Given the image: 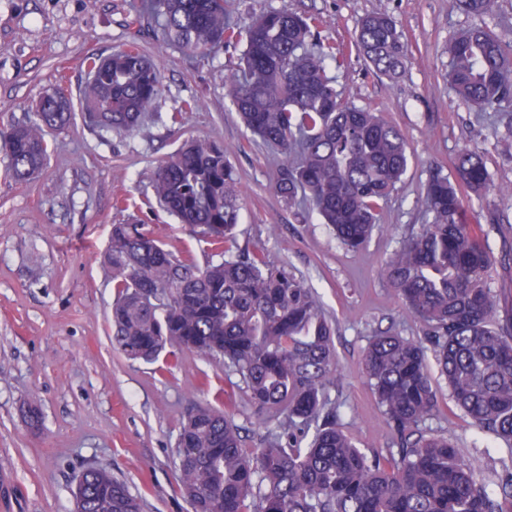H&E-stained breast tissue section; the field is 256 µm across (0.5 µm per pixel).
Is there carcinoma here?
I'll return each instance as SVG.
<instances>
[{"instance_id": "cac0c4a2", "label": "carcinoma", "mask_w": 512, "mask_h": 512, "mask_svg": "<svg viewBox=\"0 0 512 512\" xmlns=\"http://www.w3.org/2000/svg\"><path fill=\"white\" fill-rule=\"evenodd\" d=\"M457 10L494 15L498 0H452ZM165 43L207 56L242 40L243 73L227 78L236 112L279 156L275 191L290 208L311 207L349 250L378 229L380 202L407 171L401 129L376 108L345 103L315 44V18L270 10L245 31L227 0H145ZM355 43L387 77L406 67L403 34L385 6L363 17ZM448 84L477 110L512 108V49L492 33L465 30L448 42ZM84 123L101 133L134 132L162 92L159 64L135 42L84 59ZM70 99L44 96L34 118L0 132L13 179L45 163L46 132L67 125ZM455 179L439 168L426 186L428 223L381 266L382 279L422 336L371 337L362 365L396 437L397 454L371 455L345 432L328 394L337 372L334 326L316 292L284 267L237 244L241 192L227 149L193 139L156 167L154 198L210 245L204 262L170 250L144 224L112 225L103 262L112 274V345L133 361H172L184 351L219 358L251 403L268 412L260 447L243 448L231 417L209 407L188 413L175 442L182 491L192 512H512V470L493 490L448 439L425 434L436 393L433 353L454 405L512 452V315L498 318L492 258L466 223L462 190L491 188L482 156L460 152ZM76 512H141L125 483L88 468Z\"/></svg>"}]
</instances>
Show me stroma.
I'll return each mask as SVG.
<instances>
[{
	"mask_svg": "<svg viewBox=\"0 0 512 512\" xmlns=\"http://www.w3.org/2000/svg\"><path fill=\"white\" fill-rule=\"evenodd\" d=\"M246 28L269 10L320 18L323 42L344 50L336 69L343 101L383 109L408 141V170L380 204V227L365 248L344 249L314 213L288 208L274 190L277 160L241 123L226 78L244 49L237 42L207 57L163 43L140 0H0V129L32 117L46 93L62 89L73 103L68 125L50 135L43 172L15 182L0 156V512H73V491L86 467L100 466L141 496L143 512H190L179 491L175 441L189 409L223 390L245 448L257 447L263 412L251 405L222 361L183 354L178 365L127 360L112 347L114 290L103 266L113 225L146 224L169 248L202 256L204 245L160 207H147L157 164L189 138L223 144L242 193L237 243L303 278L336 327L338 360L330 397L366 451L395 450L377 400L361 370L371 338L389 331L419 338V326L380 276L382 263L425 222L423 199L433 169L451 173L462 149L480 152L494 187L464 200L492 255L496 289L512 301V114L479 112L448 85V42L481 28L512 46V0L493 16L465 14L449 0H229ZM386 5L408 47L395 79L377 75L355 45L361 18ZM138 42L156 60L163 90L150 119L132 134L85 126L78 103L86 54L104 56ZM196 101L182 124L163 114ZM126 195V211L115 199ZM429 372L440 412L423 425L444 434L477 476L494 483L512 451L489 441L448 396L437 365ZM42 412L29 428L22 410Z\"/></svg>",
	"mask_w": 512,
	"mask_h": 512,
	"instance_id": "obj_1",
	"label": "stroma"
}]
</instances>
